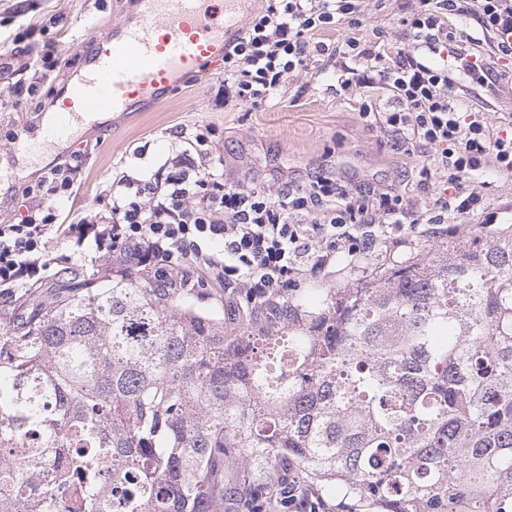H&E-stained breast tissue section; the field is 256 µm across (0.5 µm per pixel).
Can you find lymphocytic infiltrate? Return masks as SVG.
Listing matches in <instances>:
<instances>
[{"label": "lymphocytic infiltrate", "mask_w": 512, "mask_h": 512, "mask_svg": "<svg viewBox=\"0 0 512 512\" xmlns=\"http://www.w3.org/2000/svg\"><path fill=\"white\" fill-rule=\"evenodd\" d=\"M371 0H266L239 35L224 47V98L241 105L275 102L288 79L319 61L336 64L342 91L379 88L390 109L363 101L362 118H376L405 152L426 147L432 166L418 172L419 185L437 182L433 206L391 187L359 188L320 175L276 190L233 188L189 153L149 178L125 174L105 212L92 222L62 224L60 204L81 172L79 160L50 167L33 192L39 202L19 224H0V288H26L48 278L54 263L49 236L67 239L77 256L116 258L163 281L192 283L194 270L236 289L247 308L268 307L327 268L337 256L358 259L424 224H443L449 214L482 209L480 192L465 190L488 164L512 173V130H491L481 116L463 117L455 92L461 76L478 85L496 73L482 59L458 53L449 16L477 14L498 58H512V0H414L402 17L411 49L389 52L386 35L358 29ZM347 23L336 44L317 32Z\"/></svg>", "instance_id": "obj_1"}]
</instances>
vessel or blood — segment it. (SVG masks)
<instances>
[{"instance_id":"b4317fda","label":"vessel or blood","mask_w":512,"mask_h":512,"mask_svg":"<svg viewBox=\"0 0 512 512\" xmlns=\"http://www.w3.org/2000/svg\"><path fill=\"white\" fill-rule=\"evenodd\" d=\"M244 0H137L134 20L99 42L83 76L70 84L39 137L21 136L23 152L71 138L107 113L156 99L201 69L218 68L228 37L239 30Z\"/></svg>"}]
</instances>
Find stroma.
I'll return each mask as SVG.
<instances>
[{
  "instance_id": "stroma-1",
  "label": "stroma",
  "mask_w": 512,
  "mask_h": 512,
  "mask_svg": "<svg viewBox=\"0 0 512 512\" xmlns=\"http://www.w3.org/2000/svg\"><path fill=\"white\" fill-rule=\"evenodd\" d=\"M133 2L0 0V222L16 224L25 218L34 205L25 189L46 176L53 161L75 153L81 157L82 179L64 214L70 224L90 219L106 208L116 176L154 173L186 150L179 136L183 130L207 132L211 160L232 186H295L315 173L396 189L416 180L421 158L404 153L381 123L361 117L360 94L341 91L335 68L327 62L291 77L274 106L225 102L223 71L203 70L154 101L85 126L40 157L21 162L17 136L22 127L39 128L45 113L57 107L69 84L82 74L91 45L134 13ZM404 3L379 0L364 17L363 30L379 27L393 48L407 47L410 36L399 23ZM500 72L493 89H474L465 101L468 111L483 113L493 126L512 114V64ZM476 188L484 210L456 216L436 232L406 236L387 253L379 251L355 263L337 257L335 265L302 281L301 296L353 287L378 267L408 261L423 245L447 240L459 230L482 235L512 225V177L490 167ZM489 213L494 216L490 224L485 221ZM54 255L55 272L44 282L48 289L72 284L75 272L99 268L73 255L61 239Z\"/></svg>"
}]
</instances>
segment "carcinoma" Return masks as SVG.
<instances>
[{
  "instance_id": "obj_1",
  "label": "carcinoma",
  "mask_w": 512,
  "mask_h": 512,
  "mask_svg": "<svg viewBox=\"0 0 512 512\" xmlns=\"http://www.w3.org/2000/svg\"><path fill=\"white\" fill-rule=\"evenodd\" d=\"M0 292V512H512V230L421 250L233 334L130 274ZM319 492L324 498L313 487L299 489L298 486L290 485L288 493L281 500V507L288 508L290 512H328L325 510L327 501L333 512H379L370 502L346 497L327 489Z\"/></svg>"
}]
</instances>
